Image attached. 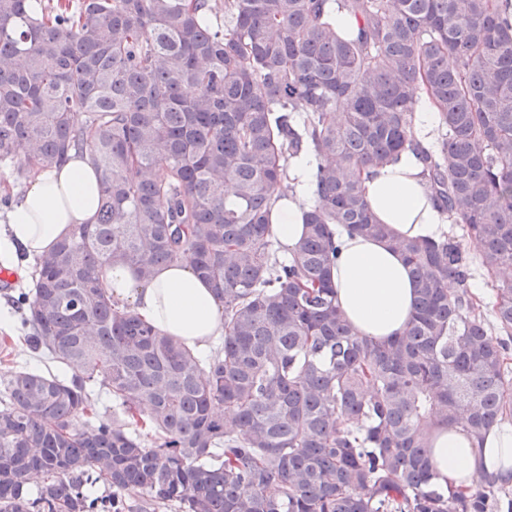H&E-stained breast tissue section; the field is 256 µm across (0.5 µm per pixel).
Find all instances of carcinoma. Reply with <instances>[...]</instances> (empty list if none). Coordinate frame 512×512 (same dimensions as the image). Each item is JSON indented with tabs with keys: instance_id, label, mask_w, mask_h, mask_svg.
<instances>
[{
	"instance_id": "cac0c4a2",
	"label": "carcinoma",
	"mask_w": 512,
	"mask_h": 512,
	"mask_svg": "<svg viewBox=\"0 0 512 512\" xmlns=\"http://www.w3.org/2000/svg\"><path fill=\"white\" fill-rule=\"evenodd\" d=\"M36 4L0 0V164L87 153L99 209L16 300L29 347L72 374L0 383V512H512L502 483L441 490L431 462L439 428L478 444L512 418V279L493 325L469 290L476 265L512 270V0ZM418 86L434 146L414 136ZM407 150L452 224L433 240L394 237L362 194ZM307 154L318 198L279 264L272 207ZM332 224L404 256L402 335L360 336L337 307ZM185 258L224 307L211 355L101 283Z\"/></svg>"
}]
</instances>
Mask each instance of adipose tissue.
<instances>
[{
	"instance_id": "ef3b65f1",
	"label": "adipose tissue",
	"mask_w": 512,
	"mask_h": 512,
	"mask_svg": "<svg viewBox=\"0 0 512 512\" xmlns=\"http://www.w3.org/2000/svg\"><path fill=\"white\" fill-rule=\"evenodd\" d=\"M314 160L293 162V190L273 206L270 233L294 249L304 232V218L317 199ZM364 198L379 223L394 236L435 238L447 219L431 196L423 167L411 153L371 170L362 183ZM99 176L86 159L70 157L39 174L21 194L0 231V263L20 254L48 252L79 224L96 221ZM342 250L331 277L338 305L359 334L377 339L400 335L416 296L415 282L402 254L386 241L341 235ZM113 300L135 315L178 337L199 352H209L224 333V318L210 285L196 276L189 262L159 268L149 279L126 265L105 273ZM434 482L440 489L473 485L482 474L512 483V420L494 425L481 447H474L458 427L436 431L432 441Z\"/></svg>"
}]
</instances>
